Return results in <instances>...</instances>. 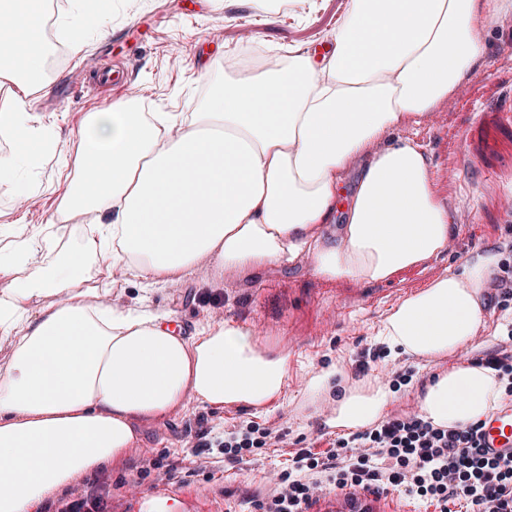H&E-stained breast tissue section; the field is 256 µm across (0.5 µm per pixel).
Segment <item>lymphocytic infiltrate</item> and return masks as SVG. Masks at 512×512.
Listing matches in <instances>:
<instances>
[{
    "label": "lymphocytic infiltrate",
    "instance_id": "obj_1",
    "mask_svg": "<svg viewBox=\"0 0 512 512\" xmlns=\"http://www.w3.org/2000/svg\"><path fill=\"white\" fill-rule=\"evenodd\" d=\"M481 424L444 429L418 415L391 417L338 438L326 455L303 448L290 459L278 488L255 504L257 512H308L324 486L339 490L395 489L448 512L466 501L468 512H512V456L487 458L481 449ZM282 433L246 427L228 433L200 418L194 455L206 459L213 448L236 453L283 443Z\"/></svg>",
    "mask_w": 512,
    "mask_h": 512
}]
</instances>
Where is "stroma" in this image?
<instances>
[{
	"mask_svg": "<svg viewBox=\"0 0 512 512\" xmlns=\"http://www.w3.org/2000/svg\"><path fill=\"white\" fill-rule=\"evenodd\" d=\"M209 8L189 12V0H112L94 22L75 15L71 0H59L56 18L75 16L82 32L79 51L49 62L48 83L31 89L29 112L47 127L51 151L36 177L65 185L58 157L75 154L85 116L132 101L144 112H196L212 83L244 71L239 60L243 24H255L261 45L307 54L341 23L348 0H292L272 15L256 12L249 0H208ZM484 61L467 81L469 96L457 109L440 103L419 123L404 125L388 141L420 143L431 163L439 202L452 232L441 256L403 270L393 281L365 285L316 275L309 259L270 265L239 279L224 280L203 270L180 281L157 285L152 309L170 314L191 333L204 323L233 319L262 340L276 342L290 358L282 396L265 412L243 406L221 409L190 401L160 420L141 422V441L125 459L89 478L110 489L112 512H146L148 499L169 498L178 512H250L258 491L273 490L288 464L284 448H252L239 457L211 451L207 467H197L191 436L199 418L235 431L248 425L279 428L289 443L331 449L342 430L328 427L332 402L310 397V378L337 370L347 386L369 382L391 386L396 399L390 416L419 413L420 395L436 374L457 363H474L501 345L512 330V305L484 306V322L471 342L452 356H395L376 339L387 312L425 288L446 269H460L474 252L497 248L512 238V8L492 16L481 31ZM16 191L0 182V225L48 223L55 195L30 197L15 209ZM377 352L365 372H357L364 352ZM164 458L160 469L143 472L144 460ZM175 474H168V464Z\"/></svg>",
	"mask_w": 512,
	"mask_h": 512,
	"instance_id": "35a3bbf8",
	"label": "stroma"
}]
</instances>
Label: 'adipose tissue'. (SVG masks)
Instances as JSON below:
<instances>
[{
    "instance_id": "obj_1",
    "label": "adipose tissue",
    "mask_w": 512,
    "mask_h": 512,
    "mask_svg": "<svg viewBox=\"0 0 512 512\" xmlns=\"http://www.w3.org/2000/svg\"><path fill=\"white\" fill-rule=\"evenodd\" d=\"M0 0V180L22 192L49 147L25 95L46 77V56L20 4ZM512 0H349L322 61L289 58L214 83L202 111L140 112L130 103L87 115L74 174L48 224L0 225V512H42L79 476L121 461L137 423L187 400L267 411L288 381V356L225 320L176 334L149 305L106 303L112 269L143 292L198 266L229 275L308 257L315 274L365 284L440 256L451 226L420 144H384L471 77L486 45L480 30ZM386 32L367 44L369 33ZM178 137H168L169 129ZM357 178L334 228L349 170ZM78 219L79 248L62 245V216ZM501 262L486 250L436 277L382 320L378 336L411 357L451 355L482 323L481 292ZM44 298L41 307L32 301ZM335 371L309 392L335 393L330 426L357 430L382 417L396 393L368 383L336 392ZM499 371L455 364L421 395L425 420L459 428L504 396Z\"/></svg>"
}]
</instances>
